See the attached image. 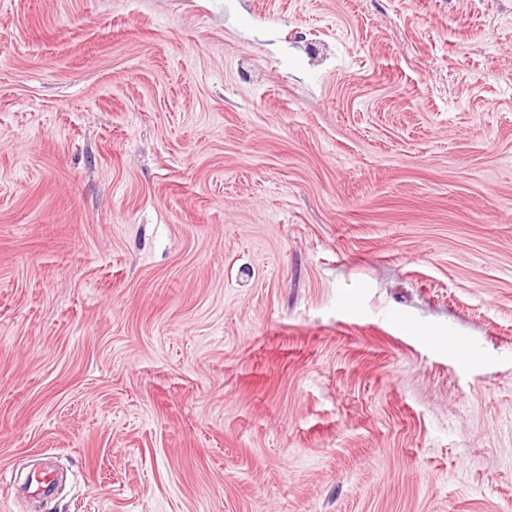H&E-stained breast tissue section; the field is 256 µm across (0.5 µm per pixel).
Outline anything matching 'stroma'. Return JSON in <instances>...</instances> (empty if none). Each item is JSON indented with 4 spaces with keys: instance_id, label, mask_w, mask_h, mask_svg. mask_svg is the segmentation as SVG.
I'll list each match as a JSON object with an SVG mask.
<instances>
[{
    "instance_id": "stroma-1",
    "label": "stroma",
    "mask_w": 512,
    "mask_h": 512,
    "mask_svg": "<svg viewBox=\"0 0 512 512\" xmlns=\"http://www.w3.org/2000/svg\"><path fill=\"white\" fill-rule=\"evenodd\" d=\"M36 460L512 512V0H0V512Z\"/></svg>"
}]
</instances>
